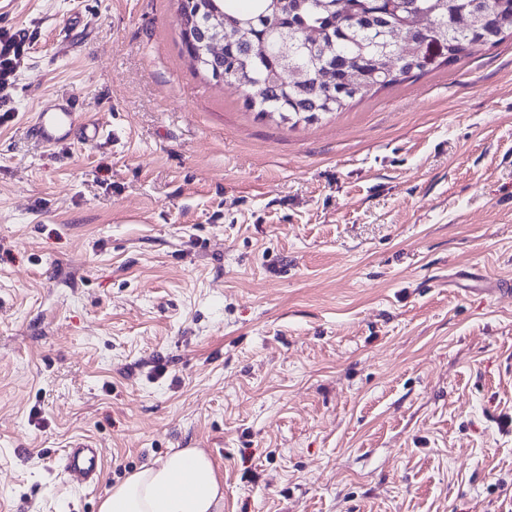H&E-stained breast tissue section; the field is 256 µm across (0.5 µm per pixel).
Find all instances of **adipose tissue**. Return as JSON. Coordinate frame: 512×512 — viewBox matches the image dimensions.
I'll use <instances>...</instances> for the list:
<instances>
[{"label":"adipose tissue","mask_w":512,"mask_h":512,"mask_svg":"<svg viewBox=\"0 0 512 512\" xmlns=\"http://www.w3.org/2000/svg\"><path fill=\"white\" fill-rule=\"evenodd\" d=\"M223 500L210 457L198 448H182L114 487L101 512H221Z\"/></svg>","instance_id":"adipose-tissue-1"}]
</instances>
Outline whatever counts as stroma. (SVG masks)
Segmentation results:
<instances>
[{
    "instance_id": "1",
    "label": "stroma",
    "mask_w": 512,
    "mask_h": 512,
    "mask_svg": "<svg viewBox=\"0 0 512 512\" xmlns=\"http://www.w3.org/2000/svg\"><path fill=\"white\" fill-rule=\"evenodd\" d=\"M178 8L0 0V512L176 448L222 512H512V37L286 123ZM65 95L110 139L38 144ZM25 39L20 35L0 36V87L11 84L16 73V64L24 51ZM69 447L62 458L64 471L86 485L95 484L103 468V449L90 441L76 442Z\"/></svg>"
}]
</instances>
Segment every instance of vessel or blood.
<instances>
[{
    "mask_svg": "<svg viewBox=\"0 0 512 512\" xmlns=\"http://www.w3.org/2000/svg\"><path fill=\"white\" fill-rule=\"evenodd\" d=\"M33 137L43 145L54 147L74 137L94 141L101 137V129L83 122L75 99L61 98L36 112L31 125ZM63 469L71 477L91 485L101 474L104 453L90 441L73 443L64 452Z\"/></svg>",
    "mask_w": 512,
    "mask_h": 512,
    "instance_id": "obj_1",
    "label": "vessel or blood"
}]
</instances>
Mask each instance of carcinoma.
I'll use <instances>...</instances> for the list:
<instances>
[{"label": "carcinoma", "instance_id": "1", "mask_svg": "<svg viewBox=\"0 0 512 512\" xmlns=\"http://www.w3.org/2000/svg\"><path fill=\"white\" fill-rule=\"evenodd\" d=\"M224 10L225 35L231 43L224 72H241L255 83L275 80L270 94L247 98L262 115L282 120L299 115L339 112L371 92L417 77L435 64L451 65L480 48L512 36V0H214ZM468 24L459 27L456 17ZM396 22L408 36V48L386 56L382 33ZM316 28L336 41V59H321L320 45L296 46V61L310 72L306 95L310 107L279 68L271 52L247 54L248 44L276 42L283 32Z\"/></svg>", "mask_w": 512, "mask_h": 512}]
</instances>
